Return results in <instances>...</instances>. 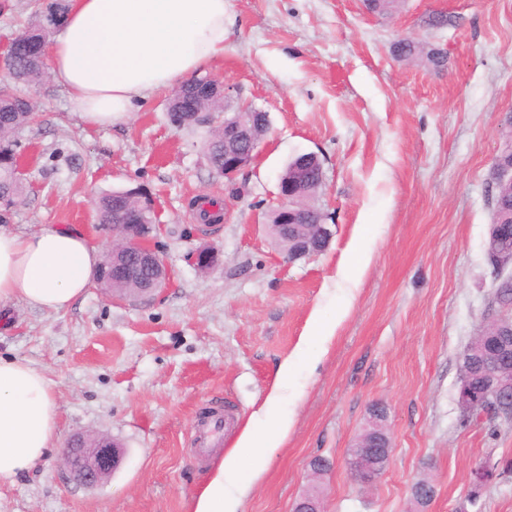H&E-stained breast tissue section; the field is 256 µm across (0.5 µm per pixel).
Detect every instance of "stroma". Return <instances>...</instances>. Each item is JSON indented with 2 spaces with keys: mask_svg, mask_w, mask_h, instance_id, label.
<instances>
[{
  "mask_svg": "<svg viewBox=\"0 0 512 512\" xmlns=\"http://www.w3.org/2000/svg\"><path fill=\"white\" fill-rule=\"evenodd\" d=\"M439 12L456 26H428ZM224 29V56L201 76L270 121L232 184L204 153L223 114L174 128L161 92L124 124L91 129L53 80L30 92L38 117L17 135L28 190L8 227H73L103 248L96 198L142 189L159 213L153 246L170 282L136 300L92 287L60 313L0 305V356L28 359L51 380L61 442L106 435L124 446L119 468L93 487L49 455L0 482V512H188L218 461L196 453L203 413L233 407L229 450L273 390L293 426L268 449L241 512H292L314 486L324 512H413L420 481L435 489L425 512H512V424L465 420L458 402L461 354L495 315L487 190L512 114V0H404L390 15L362 0H224ZM403 36L440 49L444 68L394 57ZM308 152L323 163L315 204L332 238L290 260L266 216L288 161ZM203 194L226 202L208 231L190 208ZM363 224L372 260L351 282L344 270ZM205 244L217 264L203 272L191 256ZM315 316L335 323L330 341L312 335ZM289 357L295 372L278 383ZM375 405L393 451L365 488L346 458ZM318 456L332 467L314 479ZM479 466L492 477L476 489Z\"/></svg>",
  "mask_w": 512,
  "mask_h": 512,
  "instance_id": "1",
  "label": "stroma"
}]
</instances>
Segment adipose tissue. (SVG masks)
Listing matches in <instances>:
<instances>
[{"label": "adipose tissue", "mask_w": 512, "mask_h": 512, "mask_svg": "<svg viewBox=\"0 0 512 512\" xmlns=\"http://www.w3.org/2000/svg\"><path fill=\"white\" fill-rule=\"evenodd\" d=\"M224 53V0H70L45 50L55 83L79 121L109 127ZM99 250L79 231L0 225V304L62 312L91 287ZM52 382L30 361L0 357V482L13 480L60 445ZM293 418L271 394L195 494L190 512H240L263 472L265 449Z\"/></svg>", "instance_id": "adipose-tissue-1"}]
</instances>
